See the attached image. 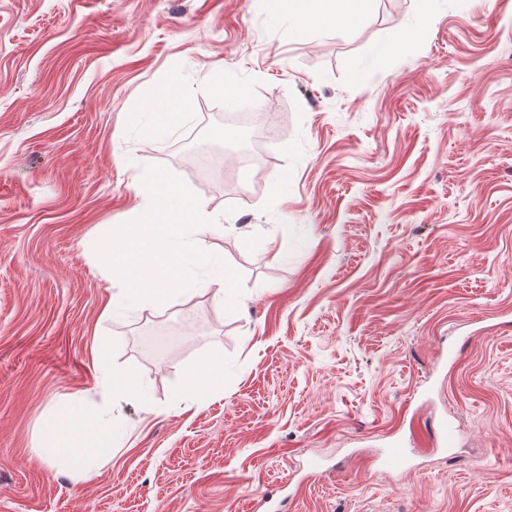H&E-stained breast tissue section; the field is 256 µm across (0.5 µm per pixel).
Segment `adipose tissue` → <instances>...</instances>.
Returning <instances> with one entry per match:
<instances>
[{
    "label": "adipose tissue",
    "instance_id": "adipose-tissue-1",
    "mask_svg": "<svg viewBox=\"0 0 512 512\" xmlns=\"http://www.w3.org/2000/svg\"><path fill=\"white\" fill-rule=\"evenodd\" d=\"M317 6L308 11L304 0H265L273 14L296 16L305 28H322L336 20L363 14L367 0H316ZM143 101L153 112L156 125L176 128L183 118L184 97L179 79L163 85H152L143 92ZM121 437L112 420V407L99 404L89 396H77L52 413L39 435L36 451L46 462L70 461L81 465L94 458L106 462L112 448Z\"/></svg>",
    "mask_w": 512,
    "mask_h": 512
}]
</instances>
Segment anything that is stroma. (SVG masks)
<instances>
[{
    "label": "stroma",
    "instance_id": "stroma-1",
    "mask_svg": "<svg viewBox=\"0 0 512 512\" xmlns=\"http://www.w3.org/2000/svg\"><path fill=\"white\" fill-rule=\"evenodd\" d=\"M173 77L183 121L154 128L141 90ZM148 165L203 197L237 312L198 291L103 317L94 247L137 218ZM107 367L147 392L112 402L122 447L42 461L48 414ZM443 420L454 448L382 466ZM264 491L512 512V0H370L305 31L262 0H0V512H253ZM223 375V362L220 359H211L201 372L190 371L189 388L185 391L186 398L191 400L203 397L210 389L213 382Z\"/></svg>",
    "mask_w": 512,
    "mask_h": 512
}]
</instances>
